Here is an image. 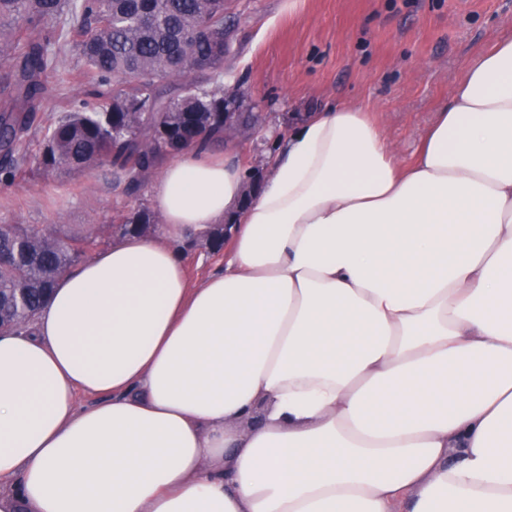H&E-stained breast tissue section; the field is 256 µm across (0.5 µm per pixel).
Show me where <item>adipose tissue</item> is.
<instances>
[{"label": "adipose tissue", "instance_id": "adipose-tissue-1", "mask_svg": "<svg viewBox=\"0 0 512 512\" xmlns=\"http://www.w3.org/2000/svg\"><path fill=\"white\" fill-rule=\"evenodd\" d=\"M269 166L245 207L236 151L188 147L155 235L0 334V512H512V37L408 166L336 105ZM227 218L189 287L174 241Z\"/></svg>", "mask_w": 512, "mask_h": 512}]
</instances>
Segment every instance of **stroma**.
Listing matches in <instances>:
<instances>
[{
  "label": "stroma",
  "mask_w": 512,
  "mask_h": 512,
  "mask_svg": "<svg viewBox=\"0 0 512 512\" xmlns=\"http://www.w3.org/2000/svg\"><path fill=\"white\" fill-rule=\"evenodd\" d=\"M219 80L260 114L233 133L240 160L266 158L290 133L288 115L330 104L372 111L410 163L435 112L448 105L472 58L512 35V0H233ZM149 187L128 194L108 170L0 179V224L63 226L114 242L115 217L152 208ZM190 286L224 266L203 235L178 243Z\"/></svg>",
  "instance_id": "stroma-1"
}]
</instances>
